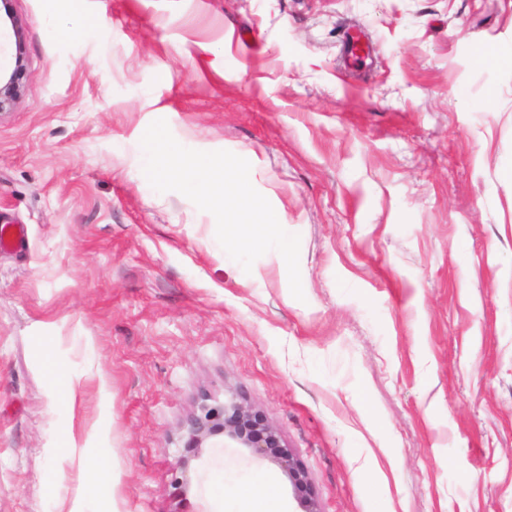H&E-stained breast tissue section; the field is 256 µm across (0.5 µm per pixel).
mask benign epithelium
<instances>
[{
  "mask_svg": "<svg viewBox=\"0 0 512 512\" xmlns=\"http://www.w3.org/2000/svg\"><path fill=\"white\" fill-rule=\"evenodd\" d=\"M15 77L0 79V112L11 108L18 99ZM187 447L201 448L211 438L222 437L225 448H246L251 456L277 465L299 492L302 512H320L308 476L284 443L279 431L265 416L248 405L239 394L229 389L224 404L200 406V412L187 421Z\"/></svg>",
  "mask_w": 512,
  "mask_h": 512,
  "instance_id": "benign-epithelium-1",
  "label": "benign epithelium"
}]
</instances>
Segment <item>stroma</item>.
I'll return each mask as SVG.
<instances>
[{"label":"stroma","instance_id":"obj_1","mask_svg":"<svg viewBox=\"0 0 512 512\" xmlns=\"http://www.w3.org/2000/svg\"><path fill=\"white\" fill-rule=\"evenodd\" d=\"M512 0H0V512H236L278 466L188 455L243 394L321 512H512ZM226 150L300 237L226 263L140 139ZM78 377L62 428L45 357ZM80 471L82 474L81 484L77 490L73 509L70 512H85L86 496L88 490L93 487L101 486L111 479V468L107 461L99 460L92 465L85 463L80 459Z\"/></svg>","mask_w":512,"mask_h":512}]
</instances>
